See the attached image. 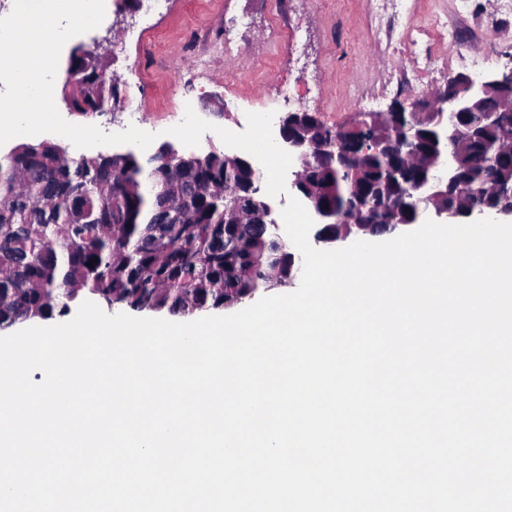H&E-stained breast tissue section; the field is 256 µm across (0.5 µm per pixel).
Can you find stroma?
Instances as JSON below:
<instances>
[{
  "instance_id": "stroma-1",
  "label": "stroma",
  "mask_w": 512,
  "mask_h": 512,
  "mask_svg": "<svg viewBox=\"0 0 512 512\" xmlns=\"http://www.w3.org/2000/svg\"><path fill=\"white\" fill-rule=\"evenodd\" d=\"M276 0H172L162 17L145 11L113 12L95 29L77 35V42L95 46L109 40L113 53L107 75L127 88L145 77L144 109L140 112L71 111L57 99L61 116L74 124L94 125L106 133L136 126L154 133L155 146H178L167 130L179 124V98L197 103L200 118L214 125L246 128V115L262 109L308 111L327 125L350 122L369 98L372 111L409 103L444 87L460 73L458 56L484 57L483 72L512 68V14H503L500 0H411V27L446 21L455 32L443 43L422 42L412 53L394 54L387 23L375 0H287L283 17ZM245 17L232 48L224 46V19ZM152 25L158 38L136 45L126 37L133 25ZM299 33L303 52H284L277 28ZM285 85L295 94L291 107H274L269 88Z\"/></svg>"
}]
</instances>
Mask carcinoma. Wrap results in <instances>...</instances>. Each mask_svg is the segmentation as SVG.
<instances>
[{
    "label": "carcinoma",
    "mask_w": 512,
    "mask_h": 512,
    "mask_svg": "<svg viewBox=\"0 0 512 512\" xmlns=\"http://www.w3.org/2000/svg\"><path fill=\"white\" fill-rule=\"evenodd\" d=\"M100 60L83 44L70 52L63 82L72 111L103 112L117 88L98 80ZM378 143L338 166L319 150L300 169L309 204L344 211L378 234L420 221L427 187L450 166L448 191L433 206L466 218L512 192V112L494 125L465 119L467 144L450 155L452 129L421 120L406 152L388 116ZM290 131L320 146L338 136L305 114ZM261 181L242 154L183 155L170 169L131 151L66 158L50 141L0 155V329L66 316L78 298L96 296L136 312L188 315L232 308L296 269L255 201ZM94 262L89 267L88 262Z\"/></svg>",
    "instance_id": "obj_1"
}]
</instances>
